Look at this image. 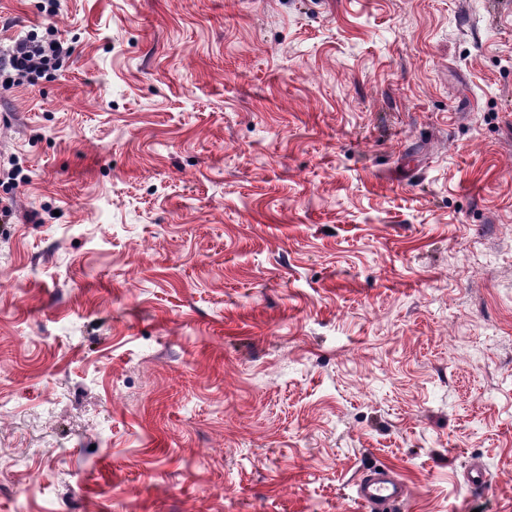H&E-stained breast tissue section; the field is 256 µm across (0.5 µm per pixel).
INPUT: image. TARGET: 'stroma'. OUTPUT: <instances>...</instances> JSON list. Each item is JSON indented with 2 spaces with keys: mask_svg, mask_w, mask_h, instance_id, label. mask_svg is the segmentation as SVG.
<instances>
[{
  "mask_svg": "<svg viewBox=\"0 0 512 512\" xmlns=\"http://www.w3.org/2000/svg\"><path fill=\"white\" fill-rule=\"evenodd\" d=\"M0 512H512V0H0ZM489 473L467 488L472 461ZM74 49L64 46L56 39L48 42L37 40V35H27L18 39L7 54L1 56L0 71L16 76L18 80L26 79L31 85L58 67L66 58H70ZM407 495L406 485L385 468L371 467L358 477L355 499L367 512H395Z\"/></svg>",
  "mask_w": 512,
  "mask_h": 512,
  "instance_id": "1",
  "label": "stroma"
}]
</instances>
